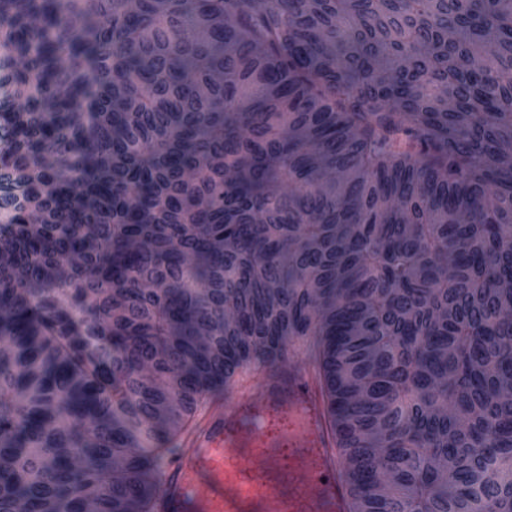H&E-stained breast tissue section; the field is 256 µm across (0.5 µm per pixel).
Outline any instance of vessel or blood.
Listing matches in <instances>:
<instances>
[{"instance_id": "1", "label": "vessel or blood", "mask_w": 512, "mask_h": 512, "mask_svg": "<svg viewBox=\"0 0 512 512\" xmlns=\"http://www.w3.org/2000/svg\"><path fill=\"white\" fill-rule=\"evenodd\" d=\"M169 434L151 512H359L328 376L306 340L237 366Z\"/></svg>"}]
</instances>
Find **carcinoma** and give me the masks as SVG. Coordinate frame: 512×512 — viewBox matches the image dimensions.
Returning <instances> with one entry per match:
<instances>
[{
    "instance_id": "1",
    "label": "carcinoma",
    "mask_w": 512,
    "mask_h": 512,
    "mask_svg": "<svg viewBox=\"0 0 512 512\" xmlns=\"http://www.w3.org/2000/svg\"><path fill=\"white\" fill-rule=\"evenodd\" d=\"M128 2L0 0V512L295 336L365 512H512V0Z\"/></svg>"
}]
</instances>
